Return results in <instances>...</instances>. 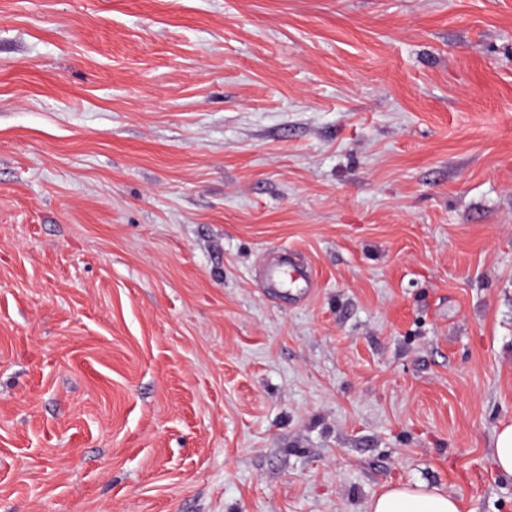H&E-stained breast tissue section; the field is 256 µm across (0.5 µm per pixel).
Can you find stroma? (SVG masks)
I'll list each match as a JSON object with an SVG mask.
<instances>
[{
	"label": "stroma",
	"instance_id": "stroma-1",
	"mask_svg": "<svg viewBox=\"0 0 512 512\" xmlns=\"http://www.w3.org/2000/svg\"><path fill=\"white\" fill-rule=\"evenodd\" d=\"M511 424L512 0H0V512H512ZM492 458L501 473L512 475V425L498 432L492 448ZM368 512H459L456 499L424 484L391 486L375 496Z\"/></svg>",
	"mask_w": 512,
	"mask_h": 512
}]
</instances>
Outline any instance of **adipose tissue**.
<instances>
[{"label": "adipose tissue", "instance_id": "adipose-tissue-1", "mask_svg": "<svg viewBox=\"0 0 512 512\" xmlns=\"http://www.w3.org/2000/svg\"><path fill=\"white\" fill-rule=\"evenodd\" d=\"M368 512H459L456 499L423 484H399L375 496Z\"/></svg>", "mask_w": 512, "mask_h": 512}]
</instances>
